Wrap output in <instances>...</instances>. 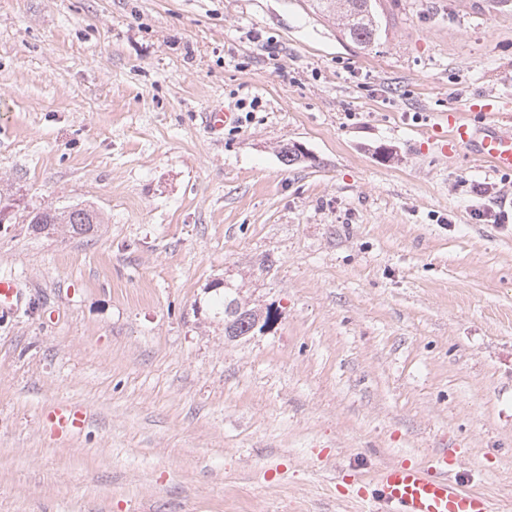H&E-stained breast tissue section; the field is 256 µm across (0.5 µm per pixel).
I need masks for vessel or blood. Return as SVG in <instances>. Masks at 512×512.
<instances>
[{
  "mask_svg": "<svg viewBox=\"0 0 512 512\" xmlns=\"http://www.w3.org/2000/svg\"><path fill=\"white\" fill-rule=\"evenodd\" d=\"M448 125L452 132L449 148L470 150L478 160L497 172L512 171V133L502 131L496 118L502 110L498 101L481 99L454 104ZM460 112H481L487 123L473 125L457 121ZM236 120L235 113L216 107L203 115L212 136H220ZM25 297L17 279L0 276V316L19 310ZM460 469L456 449L442 448L421 463H389L381 466L374 478L352 476V496L365 504L368 512H497L493 500L483 493L465 488L458 480Z\"/></svg>",
  "mask_w": 512,
  "mask_h": 512,
  "instance_id": "1",
  "label": "vessel or blood"
}]
</instances>
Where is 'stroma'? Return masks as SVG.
Here are the masks:
<instances>
[{"instance_id": "stroma-1", "label": "stroma", "mask_w": 512, "mask_h": 512, "mask_svg": "<svg viewBox=\"0 0 512 512\" xmlns=\"http://www.w3.org/2000/svg\"><path fill=\"white\" fill-rule=\"evenodd\" d=\"M382 9L367 51L309 0H0V187L103 220L0 225V512H362L340 470L447 445L512 512V172L436 134L512 131V4ZM218 278L275 323L227 340ZM448 126L452 132L448 138V151L468 149L478 160L486 162L497 172L512 171V133L499 128L495 116L504 112L502 105L492 99L483 98L474 103L461 100L448 109ZM454 112H484L492 121L481 125L457 121ZM236 120L235 112H227L224 107H215L203 114V122L207 131L214 137L224 133V127ZM23 288L17 279L0 276V316L14 314L24 304Z\"/></svg>"}]
</instances>
